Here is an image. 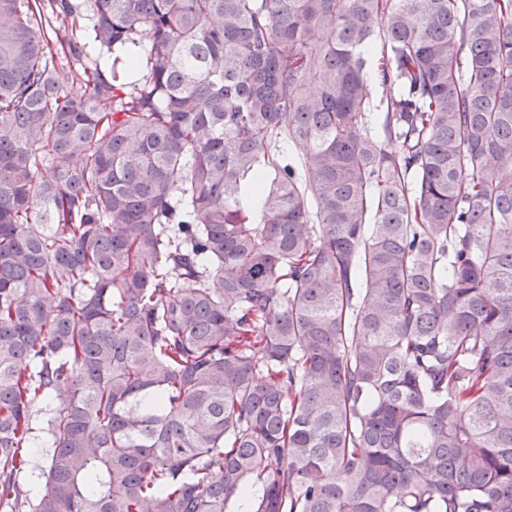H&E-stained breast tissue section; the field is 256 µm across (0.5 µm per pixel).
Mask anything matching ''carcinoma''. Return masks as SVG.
I'll return each mask as SVG.
<instances>
[{
	"instance_id": "1",
	"label": "carcinoma",
	"mask_w": 512,
	"mask_h": 512,
	"mask_svg": "<svg viewBox=\"0 0 512 512\" xmlns=\"http://www.w3.org/2000/svg\"><path fill=\"white\" fill-rule=\"evenodd\" d=\"M230 498L512 512V0H0V509ZM75 41H78L82 46L84 45L80 61L71 55L66 44L61 42L60 39L57 40L54 35L51 36L49 47L56 66L64 67L66 70L82 73V67L84 64L91 66L95 60H98L103 69L107 68L106 56L101 55L99 48L92 41L82 36L76 37ZM42 451L41 457L35 458V452L31 453L24 472L21 474V481L27 488L44 487L45 479L42 477V472L47 470L50 454L52 448H40Z\"/></svg>"
}]
</instances>
